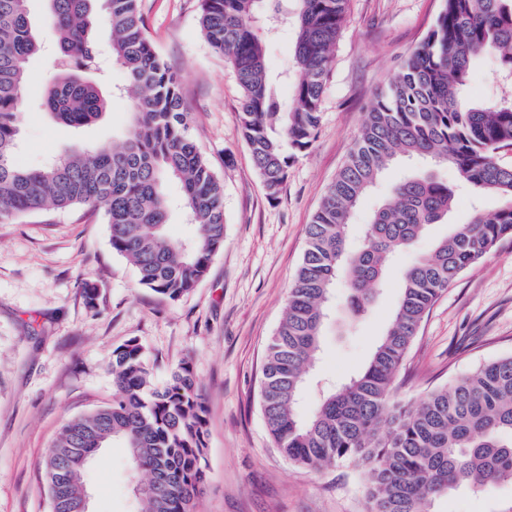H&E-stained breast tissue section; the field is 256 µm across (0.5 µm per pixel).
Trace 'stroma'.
<instances>
[{
  "label": "stroma",
  "mask_w": 512,
  "mask_h": 512,
  "mask_svg": "<svg viewBox=\"0 0 512 512\" xmlns=\"http://www.w3.org/2000/svg\"><path fill=\"white\" fill-rule=\"evenodd\" d=\"M146 34L178 76L189 133L224 188V248L205 278L172 301L138 283L135 267L113 252L102 211L44 210L0 222V512H48L41 461L61 424L112 397L113 350L138 340L156 384L190 364L207 406L208 480L198 512H366L365 478L340 463L323 471L293 465L274 446L260 407L265 346L280 324L288 289L306 248V227L359 137L377 93L402 58L432 28L443 0H350L336 45L316 139L299 153L276 195H269L241 130L239 87L224 56L200 28L201 0H139ZM271 75L292 67L290 30L260 27ZM47 58L29 62L19 104L17 163L43 167L71 147L125 138L130 114L112 100L97 121L74 127L44 106ZM390 166L359 203L350 249L361 244L373 211L404 174ZM492 194L458 196L447 223L416 249L429 251L473 206L497 209ZM411 260L402 254L367 313L345 317L338 284L321 352L310 378L341 381L370 358L398 301ZM97 288L89 308L83 280ZM512 354V239L452 282L421 326L397 379L400 398L419 403L433 388ZM126 448L101 449L85 473L91 512H141ZM512 483L493 494L459 490L438 497L433 512H502Z\"/></svg>",
  "instance_id": "obj_1"
}]
</instances>
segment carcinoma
<instances>
[{
    "mask_svg": "<svg viewBox=\"0 0 512 512\" xmlns=\"http://www.w3.org/2000/svg\"><path fill=\"white\" fill-rule=\"evenodd\" d=\"M28 0H0V221L47 206L103 211L112 250L132 263L139 283L177 300L206 275L224 248V190L190 137L176 75L144 31L139 0H47L56 54L45 105L70 126L99 119L110 100L91 75L99 22L113 63L126 74L130 124L119 146L76 148L43 168L16 163L18 106L27 65L41 48ZM201 0L200 26L231 63L240 88L244 138L269 195L288 177L295 152L321 124V105L350 0ZM427 36L404 58L374 102L359 139L328 187L290 284L285 315L269 338L260 384L264 422L288 460L311 470L349 463L366 475L367 512H432L436 497L463 487L489 493L512 482V355L479 365L428 392L419 406L395 396L396 380L419 328L448 286L512 238V98L472 100L464 91L474 60H498L492 80L512 77V0H443ZM291 24L298 74L284 110L272 87L260 11ZM396 159L451 166L477 194L503 204L476 211L402 274L387 328L364 368L323 391L313 413H296L320 348L336 282L349 284L347 308L365 314L394 254L411 252L442 224L455 190L433 175L410 173L376 208L361 247L348 248L359 200ZM174 180L172 198L166 183ZM196 226L188 240L167 233L172 208ZM112 401L67 420L42 461L51 512H71L86 495L84 472L105 444L127 449L144 512H196L205 481L206 406L189 365L158 387L135 339L112 352Z\"/></svg>",
    "mask_w": 512,
    "mask_h": 512,
    "instance_id": "1",
    "label": "carcinoma"
}]
</instances>
